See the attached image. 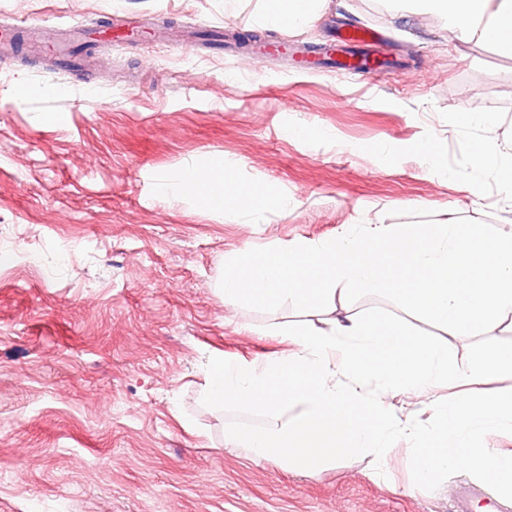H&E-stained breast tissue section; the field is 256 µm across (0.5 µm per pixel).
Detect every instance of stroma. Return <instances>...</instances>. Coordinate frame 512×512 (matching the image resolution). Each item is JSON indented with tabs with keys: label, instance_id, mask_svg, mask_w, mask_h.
I'll use <instances>...</instances> for the list:
<instances>
[{
	"label": "stroma",
	"instance_id": "35a3bbf8",
	"mask_svg": "<svg viewBox=\"0 0 512 512\" xmlns=\"http://www.w3.org/2000/svg\"><path fill=\"white\" fill-rule=\"evenodd\" d=\"M327 0L300 28L258 24L259 0H0V23L56 35L69 24L167 21L165 44L102 38L90 73L36 54L0 55V512H448L469 492L458 473L413 485L400 440L383 471L339 461L317 478L253 463L224 437L229 413L205 406L214 352L281 351L272 326H322L367 296L298 313L224 305L225 256L321 244L365 217L385 226L458 217L512 233V193L474 162L512 161V57L449 40L421 0ZM378 33V70L336 75L207 54L226 39L326 45L347 26ZM482 88L474 98L460 88ZM428 143L445 165L419 154ZM223 166L255 199L204 213L190 194L158 202L160 176ZM288 197V208L278 200Z\"/></svg>",
	"mask_w": 512,
	"mask_h": 512
}]
</instances>
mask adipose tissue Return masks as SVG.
I'll return each mask as SVG.
<instances>
[{"instance_id": "ef3b65f1", "label": "adipose tissue", "mask_w": 512, "mask_h": 512, "mask_svg": "<svg viewBox=\"0 0 512 512\" xmlns=\"http://www.w3.org/2000/svg\"><path fill=\"white\" fill-rule=\"evenodd\" d=\"M437 14L447 18L457 39L493 43L512 56V0H425ZM325 0H265L262 18L275 25L288 23L299 28L320 17ZM224 170L197 163L187 164L175 177L163 179L157 196L178 200L181 191L192 194L196 206L205 212L224 210Z\"/></svg>"}]
</instances>
